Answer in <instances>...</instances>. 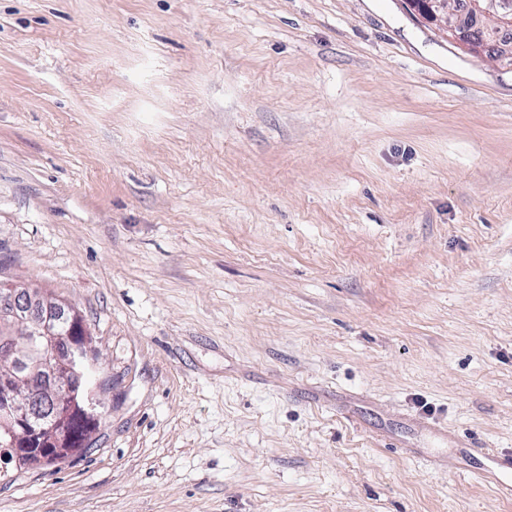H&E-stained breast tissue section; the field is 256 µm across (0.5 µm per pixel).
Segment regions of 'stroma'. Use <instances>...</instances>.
I'll return each mask as SVG.
<instances>
[{"label":"stroma","mask_w":512,"mask_h":512,"mask_svg":"<svg viewBox=\"0 0 512 512\" xmlns=\"http://www.w3.org/2000/svg\"><path fill=\"white\" fill-rule=\"evenodd\" d=\"M1 281L105 417L0 512H512V69L402 0H0ZM488 466L472 470L462 465L458 457L452 458L448 467L455 469L459 475L468 477L477 483H487L501 497H512V452L492 450L486 453Z\"/></svg>","instance_id":"35a3bbf8"}]
</instances>
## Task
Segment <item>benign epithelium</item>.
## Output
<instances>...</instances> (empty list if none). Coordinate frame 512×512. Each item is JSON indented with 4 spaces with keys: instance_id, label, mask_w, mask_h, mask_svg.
<instances>
[{
    "instance_id": "obj_1",
    "label": "benign epithelium",
    "mask_w": 512,
    "mask_h": 512,
    "mask_svg": "<svg viewBox=\"0 0 512 512\" xmlns=\"http://www.w3.org/2000/svg\"><path fill=\"white\" fill-rule=\"evenodd\" d=\"M419 21L431 25L466 52L486 56L487 18L512 28V13L492 14L493 0H469L465 12L448 20V0H403ZM0 473L8 466L44 467L73 453L101 414L90 403L86 337L80 316L37 289L0 283ZM54 400L57 411L41 416L39 404Z\"/></svg>"
}]
</instances>
